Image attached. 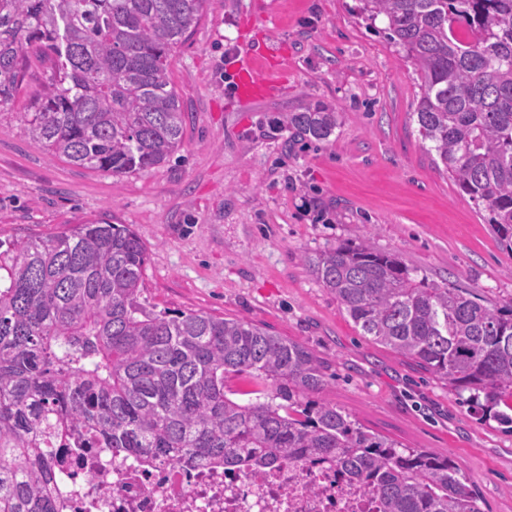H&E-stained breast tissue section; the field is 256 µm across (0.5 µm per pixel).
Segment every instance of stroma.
Masks as SVG:
<instances>
[{
  "label": "stroma",
  "instance_id": "stroma-1",
  "mask_svg": "<svg viewBox=\"0 0 512 512\" xmlns=\"http://www.w3.org/2000/svg\"><path fill=\"white\" fill-rule=\"evenodd\" d=\"M360 0H209L169 70L188 113L170 161L124 177L72 165L25 134L50 64L0 108V239L103 217L149 252L144 297L157 312L245 319L297 342L334 379L329 401L372 433L450 458L482 512H512V432L480 418L447 382L366 341L303 258L371 239L427 282L481 302L512 301V254L441 172L418 134L411 59ZM278 43L286 85L241 102L224 77L245 46ZM336 108L328 141L288 115Z\"/></svg>",
  "mask_w": 512,
  "mask_h": 512
}]
</instances>
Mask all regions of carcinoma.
<instances>
[{"label":"carcinoma","instance_id":"cac0c4a2","mask_svg":"<svg viewBox=\"0 0 512 512\" xmlns=\"http://www.w3.org/2000/svg\"><path fill=\"white\" fill-rule=\"evenodd\" d=\"M207 2L0 0V107L32 50L54 62L26 113L44 151L116 177L164 164L186 123L168 59ZM361 2L415 65L414 115L434 164L512 252V0ZM288 123L325 141L336 111ZM304 261L361 336L512 429V301L487 306L430 284L368 239ZM147 263L137 232L104 219L0 240V512H55L48 471L78 430L90 448L229 470L331 462L382 512H482L449 458L371 434L318 397L329 377L303 345L243 319L148 309Z\"/></svg>","mask_w":512,"mask_h":512}]
</instances>
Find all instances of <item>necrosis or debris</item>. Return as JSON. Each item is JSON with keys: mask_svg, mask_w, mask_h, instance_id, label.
<instances>
[{"mask_svg": "<svg viewBox=\"0 0 512 512\" xmlns=\"http://www.w3.org/2000/svg\"><path fill=\"white\" fill-rule=\"evenodd\" d=\"M56 512H379L378 498L328 462L258 471L141 461L87 448L49 474Z\"/></svg>", "mask_w": 512, "mask_h": 512, "instance_id": "4bbe7bcc", "label": "necrosis or debris"}]
</instances>
